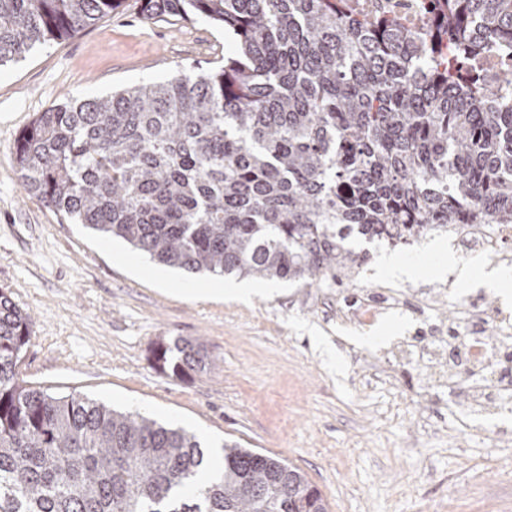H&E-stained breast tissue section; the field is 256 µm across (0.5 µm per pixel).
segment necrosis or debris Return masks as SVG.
Instances as JSON below:
<instances>
[{
	"label": "necrosis or debris",
	"instance_id": "4bbe7bcc",
	"mask_svg": "<svg viewBox=\"0 0 512 512\" xmlns=\"http://www.w3.org/2000/svg\"><path fill=\"white\" fill-rule=\"evenodd\" d=\"M341 9L367 25L394 17L406 30L418 34L427 31L434 19L432 0H342ZM448 237L462 257L481 255L497 264L512 265V224H452ZM413 299L426 306L432 296L405 287L365 288L351 297L337 296L336 317L360 328ZM448 303L456 318L447 322L430 319L414 336L393 343L381 370L394 387L405 368L431 372L443 390L465 391L473 413L512 410V312L499 305L485 306L453 286L448 289ZM489 324L495 326L496 338L484 336L482 329Z\"/></svg>",
	"mask_w": 512,
	"mask_h": 512
}]
</instances>
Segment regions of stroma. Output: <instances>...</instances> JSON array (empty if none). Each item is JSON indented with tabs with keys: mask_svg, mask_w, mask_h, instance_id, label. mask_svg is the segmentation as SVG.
Wrapping results in <instances>:
<instances>
[{
	"mask_svg": "<svg viewBox=\"0 0 512 512\" xmlns=\"http://www.w3.org/2000/svg\"><path fill=\"white\" fill-rule=\"evenodd\" d=\"M237 51L235 38L205 19L147 20L136 0L75 36L36 46L0 66V290L33 321L18 364L25 385L78 393L194 434L205 458L224 443L285 460L322 491L329 512H512V412L466 415L465 395L415 406L429 375L407 373L384 385L366 364L417 326L411 308L388 311L354 330L336 320L337 291L454 282L486 304L502 293L481 280L494 264L456 258L447 236L426 234L408 247L355 240L365 255L351 277L275 284L250 300L193 293L213 275L150 261L120 241L93 234L29 195L17 178L14 148L39 113L68 100L127 86L209 72ZM394 255L415 269L402 280L380 270ZM471 276H461V269ZM378 337L368 346L364 337ZM202 340L211 373L178 378L155 362L158 343Z\"/></svg>",
	"mask_w": 512,
	"mask_h": 512,
	"instance_id": "obj_1",
	"label": "stroma"
}]
</instances>
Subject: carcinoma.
<instances>
[{
    "instance_id": "obj_1",
    "label": "carcinoma",
    "mask_w": 512,
    "mask_h": 512,
    "mask_svg": "<svg viewBox=\"0 0 512 512\" xmlns=\"http://www.w3.org/2000/svg\"><path fill=\"white\" fill-rule=\"evenodd\" d=\"M124 0H0V66ZM415 35L338 0H140L238 40L215 71L42 112L17 141L24 189L70 224L189 273L314 282L448 224H512V97L470 68L512 44V0H437ZM32 320L0 292V512H328L297 467L19 381ZM172 372H210L187 341Z\"/></svg>"
}]
</instances>
